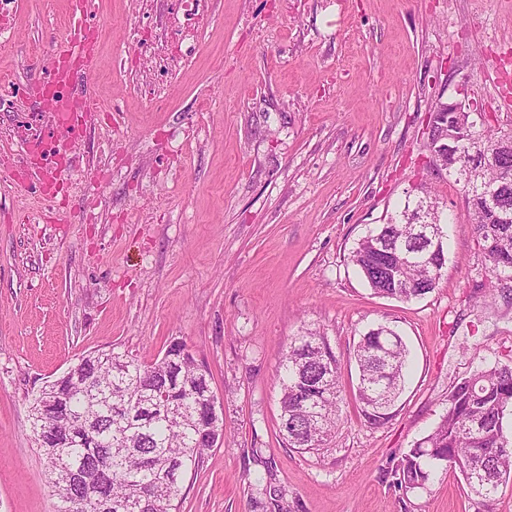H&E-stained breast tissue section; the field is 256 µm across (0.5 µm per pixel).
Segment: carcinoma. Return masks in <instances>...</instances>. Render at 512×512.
<instances>
[{
    "label": "carcinoma",
    "instance_id": "carcinoma-1",
    "mask_svg": "<svg viewBox=\"0 0 512 512\" xmlns=\"http://www.w3.org/2000/svg\"><path fill=\"white\" fill-rule=\"evenodd\" d=\"M459 154L482 164L485 145L462 139ZM495 192L490 210L481 197L464 193V219L474 225L477 242L499 278L512 273V150L499 154L498 165L484 170ZM414 199L406 194L401 212L368 231L349 253L373 294L412 301L432 293L445 265L448 233L441 218L431 237L416 224L401 223ZM358 367L355 399L365 423L381 427L393 417L402 390L408 349L402 338L392 339L388 327L373 326L354 351ZM76 366L90 378L84 388L59 376L57 396L47 400L40 390L32 396L34 409L54 404L57 412L82 416L72 429H50L33 435L44 455L47 474L59 463L76 469L80 484L54 487L60 505L69 512L71 491L93 489L112 501V512H179L184 475L199 467L202 456L221 434L209 430L212 404L193 381L206 370L188 352L176 368L165 357L150 362L113 348L82 356ZM340 367L327 336L307 328L286 344L275 385L279 389V431L291 447L319 452L328 447L336 426L340 400ZM512 407V364L496 361L456 383L448 408L434 429L402 456L397 484L407 492L427 489L438 473L462 472L475 498L489 502L500 485L512 480V444L503 419Z\"/></svg>",
    "mask_w": 512,
    "mask_h": 512
}]
</instances>
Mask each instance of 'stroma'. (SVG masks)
<instances>
[{
  "instance_id": "obj_1",
  "label": "stroma",
  "mask_w": 512,
  "mask_h": 512,
  "mask_svg": "<svg viewBox=\"0 0 512 512\" xmlns=\"http://www.w3.org/2000/svg\"><path fill=\"white\" fill-rule=\"evenodd\" d=\"M87 134L61 142L52 189L29 180L23 140L51 121L45 60L66 33L61 0H0V512H54L28 398L90 351L155 358L183 341L210 373L224 437L187 474L180 512H483L460 474L427 490L394 470L476 369L512 360V278L492 279L471 225H454L436 290L372 294L348 260L405 193L427 184L428 114L468 99L512 129L495 84L512 51V0H204L170 104L128 45L170 46L177 0H95ZM377 324L411 368L381 427L354 399L353 357ZM341 360L343 403L324 454L279 431L274 375L302 328ZM284 490L278 503L258 484Z\"/></svg>"
}]
</instances>
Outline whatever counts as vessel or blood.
Here are the masks:
<instances>
[{
  "label": "vessel or blood",
  "instance_id": "vessel-or-blood-1",
  "mask_svg": "<svg viewBox=\"0 0 512 512\" xmlns=\"http://www.w3.org/2000/svg\"><path fill=\"white\" fill-rule=\"evenodd\" d=\"M69 13L70 27L57 46L56 57L47 68V82L63 87L62 96L53 101L55 122L53 126L26 143L28 153L44 151L46 143L82 136L86 125L77 124V116H89L90 103L84 87L79 82L82 73L94 65L92 42L95 34L89 23L93 0H64Z\"/></svg>",
  "mask_w": 512,
  "mask_h": 512
}]
</instances>
